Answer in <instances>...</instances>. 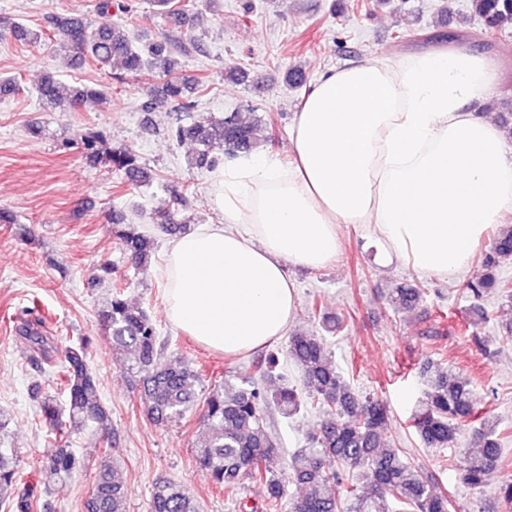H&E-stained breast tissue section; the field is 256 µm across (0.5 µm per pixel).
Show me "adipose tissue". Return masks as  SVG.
Masks as SVG:
<instances>
[{
    "label": "adipose tissue",
    "instance_id": "adipose-tissue-1",
    "mask_svg": "<svg viewBox=\"0 0 512 512\" xmlns=\"http://www.w3.org/2000/svg\"><path fill=\"white\" fill-rule=\"evenodd\" d=\"M495 65L462 46L377 56L320 75L289 138V160L257 146L211 176L220 215L168 246L170 324L228 356L264 349L296 313L288 265L335 261L340 230L367 226L384 263L466 274L512 212V153L481 111Z\"/></svg>",
    "mask_w": 512,
    "mask_h": 512
}]
</instances>
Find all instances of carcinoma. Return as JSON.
Returning a JSON list of instances; mask_svg holds the SVG:
<instances>
[{"instance_id":"1","label":"carcinoma","mask_w":512,"mask_h":512,"mask_svg":"<svg viewBox=\"0 0 512 512\" xmlns=\"http://www.w3.org/2000/svg\"><path fill=\"white\" fill-rule=\"evenodd\" d=\"M171 23L186 20L185 9L175 8L172 0H157ZM128 11V5L115 0H95L91 19L84 13L68 12L47 16V27L33 29L23 23L3 21L14 41L29 47L63 45L75 51V62H92L103 69L114 63L128 76L147 67L160 69L165 77V93L185 112L194 107L192 87L177 74L174 53L178 46L152 43L139 49L126 26L112 21V10ZM472 15L491 30L512 28V0H470ZM43 104L51 111L78 112L106 103L105 92L93 86L64 90L53 73L45 75L39 86ZM258 124L236 115L215 120L201 117L189 125L176 122L172 135L176 140H191L198 149L190 164L212 171L219 164L213 155L217 146L224 154L248 153L258 145ZM85 158L95 166L118 173L123 184L139 188L154 180L152 170L134 151L101 146V135L88 133L80 138ZM154 223L172 237L185 233L175 213L165 207L155 210ZM112 236L131 261L146 267L155 256L153 237L126 222L121 211H112ZM512 259V225L500 227L494 234L491 252L484 257L485 276L467 285L476 298L494 292L512 302V282L498 275L501 264ZM422 297L421 288L402 286L389 297L396 309H413ZM101 329L112 341L113 353L122 357L131 377V389L137 394L147 419L166 426L200 411L203 438L194 444L192 454L198 469L215 487L234 493L245 480L266 487L263 512H277L288 488L290 512H392L391 504L405 512H460L446 491H438L433 475L400 455L386 434L389 421L386 406L378 399L355 392L331 360L323 337L295 333L288 337V357L300 370L304 390L286 384L269 390L265 383L272 377L276 358L260 360L238 375L220 377L202 396L197 391L201 371L190 361L178 363L165 358L166 342L156 321L140 307L124 298V289L116 287L97 312ZM45 321L37 315L23 322L20 333L31 352V363L43 374V364L51 361L56 349L44 330ZM88 341L65 350L54 374L60 380L64 402L42 395L33 384L32 399L41 418L57 436V446L41 465L44 490L72 479L86 466L84 457L62 442L69 429L89 423L104 436L112 434V413L100 394L99 380L87 360ZM426 390L411 418V427L429 448L455 446L470 434L473 447L461 450L457 464L459 480L473 488L487 485L501 455V433L479 407L471 382L455 372L424 370ZM326 407L318 430L309 436V446L298 449L288 462L274 466L278 443L268 430L266 412L274 407L285 417L308 406ZM21 482L17 454L0 449V508L4 512H30L31 497L15 500L5 496ZM127 488L112 464L103 461L84 508L85 512H126ZM149 512H200L191 489L175 480H160L150 491Z\"/></svg>"}]
</instances>
